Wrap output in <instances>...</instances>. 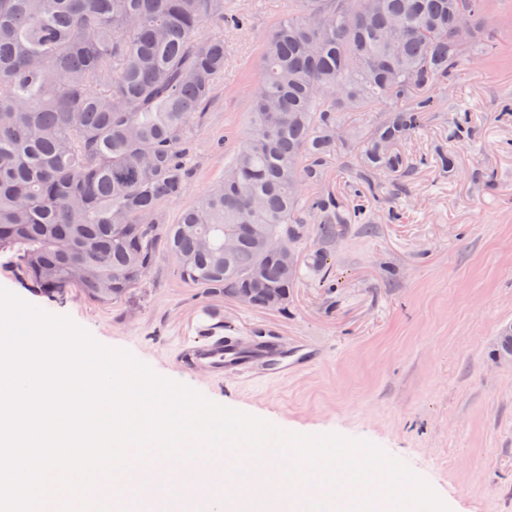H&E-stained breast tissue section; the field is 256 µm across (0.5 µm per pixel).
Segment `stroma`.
<instances>
[{"label": "stroma", "instance_id": "1", "mask_svg": "<svg viewBox=\"0 0 512 512\" xmlns=\"http://www.w3.org/2000/svg\"><path fill=\"white\" fill-rule=\"evenodd\" d=\"M224 76L195 127L192 178L165 202L168 220L193 207L224 174L248 125L264 44L288 0H231ZM490 53H475L457 80L433 90L436 110L401 146L425 158L406 191L382 180L369 230L350 225L326 250L329 280L308 275L286 310L235 305L183 282L160 256L139 288L109 305L72 293L49 300L0 266V286L66 316L101 344L130 351L157 374L289 433L366 439L408 465L451 512H512V366L493 346L512 323V0H487ZM241 15L244 26L232 18ZM471 139H451L454 115ZM454 157L448 171L431 159ZM242 340L276 338L312 348L314 365L265 379L264 367L232 379L193 366L206 330Z\"/></svg>", "mask_w": 512, "mask_h": 512}]
</instances>
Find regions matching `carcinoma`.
Segmentation results:
<instances>
[{
	"mask_svg": "<svg viewBox=\"0 0 512 512\" xmlns=\"http://www.w3.org/2000/svg\"><path fill=\"white\" fill-rule=\"evenodd\" d=\"M227 0H0V256L53 301L127 298L170 256L177 274L231 299L288 304L331 243L367 223L375 180L413 173L400 144L423 127L429 91L456 80L485 33L486 0H288L265 44L250 128L224 177L169 222L191 180V132L224 77ZM467 16L468 42L455 30ZM380 106L354 165L369 193H309L341 158V113ZM239 224L236 256L224 235ZM279 235L289 266L258 248Z\"/></svg>",
	"mask_w": 512,
	"mask_h": 512,
	"instance_id": "obj_1",
	"label": "carcinoma"
}]
</instances>
